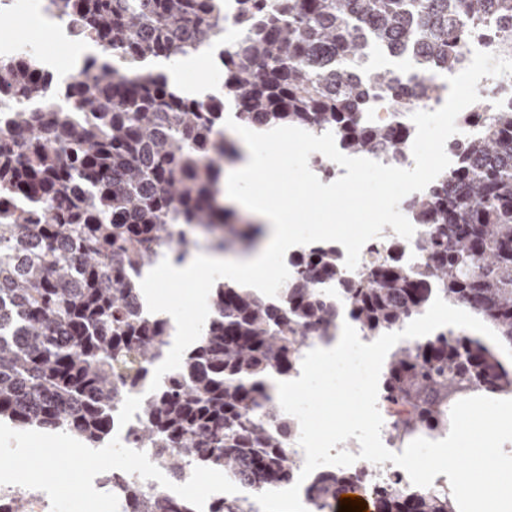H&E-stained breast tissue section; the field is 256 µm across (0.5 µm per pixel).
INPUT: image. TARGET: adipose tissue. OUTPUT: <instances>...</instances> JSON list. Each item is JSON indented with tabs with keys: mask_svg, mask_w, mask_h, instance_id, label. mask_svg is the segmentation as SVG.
<instances>
[{
	"mask_svg": "<svg viewBox=\"0 0 512 512\" xmlns=\"http://www.w3.org/2000/svg\"><path fill=\"white\" fill-rule=\"evenodd\" d=\"M229 134L242 148V158L234 166L230 176L224 180V194L236 199L254 220L263 224L265 236L259 248L249 255L238 259L226 260L220 256L203 251L188 259L183 265H171L167 268L168 277L197 282L212 273L221 272L231 278L247 282L255 288L263 287L271 255L285 250L292 243L294 231L285 221L286 200L277 199L275 193H243L242 188L254 175L267 165L261 150L268 133L257 128H241L229 125Z\"/></svg>",
	"mask_w": 512,
	"mask_h": 512,
	"instance_id": "1",
	"label": "adipose tissue"
}]
</instances>
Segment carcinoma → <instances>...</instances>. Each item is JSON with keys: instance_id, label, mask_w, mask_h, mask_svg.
I'll return each mask as SVG.
<instances>
[{"instance_id": "obj_1", "label": "carcinoma", "mask_w": 512, "mask_h": 512, "mask_svg": "<svg viewBox=\"0 0 512 512\" xmlns=\"http://www.w3.org/2000/svg\"><path fill=\"white\" fill-rule=\"evenodd\" d=\"M226 0H45L87 55L60 82L32 46L0 51V421L66 432L91 448L148 382L131 432L172 481L196 466L224 472L236 494L208 512H260L254 495L295 480L285 449L300 429L269 379L299 374L304 349L336 336L339 287L364 338L421 315L439 296L512 347V106L467 115L482 132L453 147L457 167L409 203L425 227L415 272L386 254L346 282L331 243L291 257L275 297L233 280L212 286V315L173 371L155 368L171 326L138 305L142 271L165 254L180 264L196 231L221 251L254 245L261 228L218 201L222 167L238 157L224 102L243 127L331 130L352 154L399 162L409 128L369 122L379 103L441 99L432 74L457 69L474 21L512 30V0H234L238 37L224 45ZM209 50L220 88L188 98L162 74L139 73ZM408 59L405 72L367 66L371 52ZM512 393L496 347L452 329L392 351L379 397L398 433L448 432V400L472 388ZM130 512H194L168 489L103 474ZM359 481L315 473L306 497L331 510ZM375 512H452L448 492L390 487Z\"/></svg>"}]
</instances>
